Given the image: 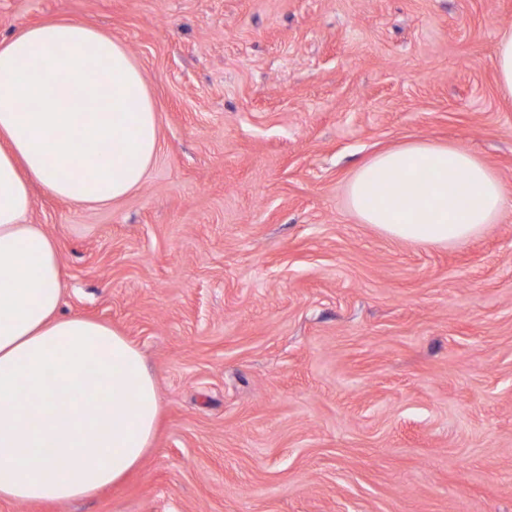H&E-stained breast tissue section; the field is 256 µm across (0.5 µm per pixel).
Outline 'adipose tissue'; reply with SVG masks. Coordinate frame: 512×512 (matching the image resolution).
<instances>
[{"mask_svg":"<svg viewBox=\"0 0 512 512\" xmlns=\"http://www.w3.org/2000/svg\"><path fill=\"white\" fill-rule=\"evenodd\" d=\"M159 149L156 104L123 43L72 18L0 41V500L93 497L152 446L153 376L117 329L60 315L57 246L28 217L35 183L82 207L123 199ZM348 202L384 235L447 248L496 223L512 196L472 152L412 141L359 166Z\"/></svg>","mask_w":512,"mask_h":512,"instance_id":"obj_1","label":"adipose tissue"}]
</instances>
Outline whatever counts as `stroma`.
I'll return each instance as SVG.
<instances>
[{"label": "stroma", "instance_id": "stroma-1", "mask_svg": "<svg viewBox=\"0 0 512 512\" xmlns=\"http://www.w3.org/2000/svg\"><path fill=\"white\" fill-rule=\"evenodd\" d=\"M65 17L140 65L160 150L124 199L39 191L30 221L162 409L121 485L0 512H512V208L425 248L347 201L411 141L512 191V0H0V40ZM493 66L502 92L512 97V31L501 34L494 51Z\"/></svg>", "mask_w": 512, "mask_h": 512}]
</instances>
